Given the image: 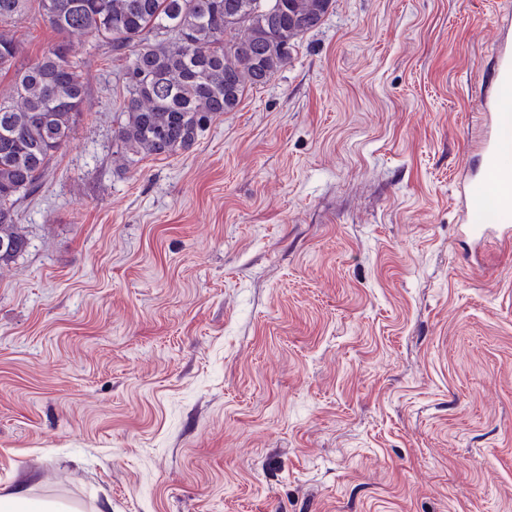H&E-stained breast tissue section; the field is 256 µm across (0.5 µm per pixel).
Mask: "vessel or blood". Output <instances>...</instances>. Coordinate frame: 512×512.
<instances>
[{"instance_id": "obj_1", "label": "vessel or blood", "mask_w": 512, "mask_h": 512, "mask_svg": "<svg viewBox=\"0 0 512 512\" xmlns=\"http://www.w3.org/2000/svg\"><path fill=\"white\" fill-rule=\"evenodd\" d=\"M492 82L494 89L482 103L486 116L482 133L474 149L481 159L477 186L490 192L481 214H474L468 194H461L459 207L463 224L475 237L490 236L512 241V110L504 106L502 92L512 89V43L496 40L493 51Z\"/></svg>"}]
</instances>
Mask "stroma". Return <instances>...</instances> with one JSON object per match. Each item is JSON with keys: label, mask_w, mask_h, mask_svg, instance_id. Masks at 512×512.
Segmentation results:
<instances>
[{"label": "stroma", "mask_w": 512, "mask_h": 512, "mask_svg": "<svg viewBox=\"0 0 512 512\" xmlns=\"http://www.w3.org/2000/svg\"><path fill=\"white\" fill-rule=\"evenodd\" d=\"M12 24L25 62L61 42ZM512 0H333L186 151L114 161L124 61L0 267V496L71 512H512V246L462 236Z\"/></svg>", "instance_id": "obj_1"}]
</instances>
